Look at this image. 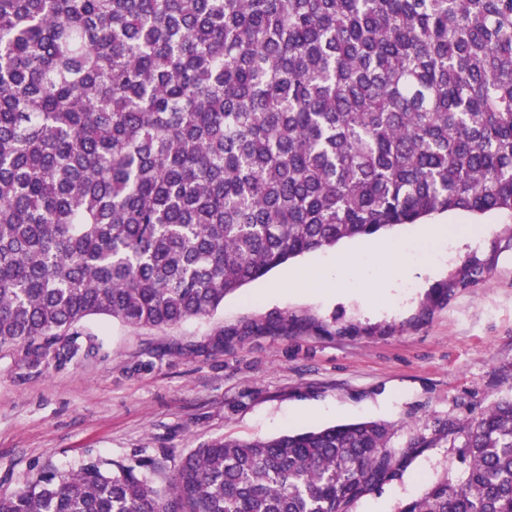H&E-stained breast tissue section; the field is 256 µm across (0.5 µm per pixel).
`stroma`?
<instances>
[{
	"label": "stroma",
	"instance_id": "35a3bbf8",
	"mask_svg": "<svg viewBox=\"0 0 512 512\" xmlns=\"http://www.w3.org/2000/svg\"><path fill=\"white\" fill-rule=\"evenodd\" d=\"M448 229L443 267L418 265L405 291L368 303L358 285L308 288L323 252L292 260L224 299L214 315L164 330L93 318L80 361L35 364L0 348V495L40 468L141 461L165 489L179 461L218 437L251 441L359 421L394 426L393 447L512 397V213L463 211L405 224ZM481 280L460 285L465 264ZM464 469L439 443L354 512H399Z\"/></svg>",
	"mask_w": 512,
	"mask_h": 512
}]
</instances>
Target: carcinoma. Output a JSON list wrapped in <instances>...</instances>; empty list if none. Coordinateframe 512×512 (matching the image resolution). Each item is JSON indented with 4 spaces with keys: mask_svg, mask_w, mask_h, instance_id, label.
<instances>
[{
    "mask_svg": "<svg viewBox=\"0 0 512 512\" xmlns=\"http://www.w3.org/2000/svg\"><path fill=\"white\" fill-rule=\"evenodd\" d=\"M450 211L512 212V0H0V347L207 317L269 271ZM361 421L218 438L168 489L40 470L0 512H352L441 441L400 512H512V398L390 447ZM464 468L457 448H449L448 443L441 441L415 457L400 479L358 501L354 512H398L405 503L422 496L430 483L446 474L458 477Z\"/></svg>",
    "mask_w": 512,
    "mask_h": 512,
    "instance_id": "carcinoma-1",
    "label": "carcinoma"
}]
</instances>
